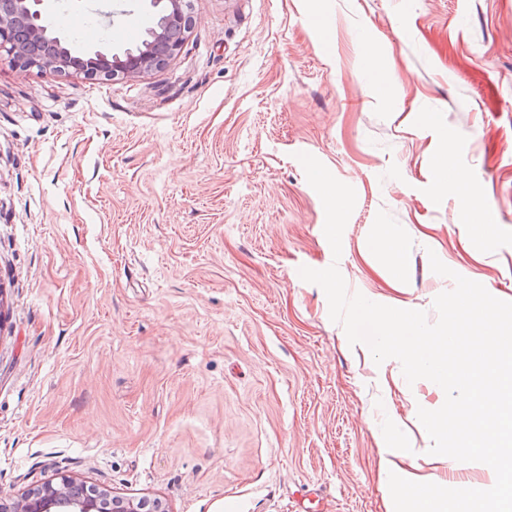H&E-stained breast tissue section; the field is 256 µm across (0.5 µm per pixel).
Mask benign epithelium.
Wrapping results in <instances>:
<instances>
[{"mask_svg": "<svg viewBox=\"0 0 512 512\" xmlns=\"http://www.w3.org/2000/svg\"><path fill=\"white\" fill-rule=\"evenodd\" d=\"M47 2L0 0V52L20 68L49 69L64 76L76 73L94 80L142 77L167 66L181 51L193 24L190 0H146L153 22L138 43L120 52L104 46L73 51L63 48V39L49 22ZM0 508L5 512H167L157 498L134 500L87 490L68 476Z\"/></svg>", "mask_w": 512, "mask_h": 512, "instance_id": "1", "label": "benign epithelium"}]
</instances>
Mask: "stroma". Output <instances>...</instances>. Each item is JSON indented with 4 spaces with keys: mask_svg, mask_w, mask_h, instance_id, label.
Masks as SVG:
<instances>
[{
    "mask_svg": "<svg viewBox=\"0 0 512 512\" xmlns=\"http://www.w3.org/2000/svg\"><path fill=\"white\" fill-rule=\"evenodd\" d=\"M102 6L51 4L85 49L151 23ZM191 14L135 79L0 58V502L68 475L168 512H394L390 470L484 482L429 452L443 390L349 344L298 270L433 323L435 255L512 301V0ZM300 152L356 191L341 257Z\"/></svg>",
    "mask_w": 512,
    "mask_h": 512,
    "instance_id": "stroma-1",
    "label": "stroma"
}]
</instances>
